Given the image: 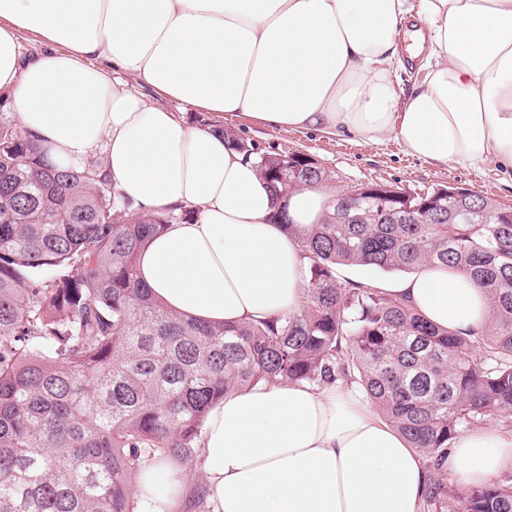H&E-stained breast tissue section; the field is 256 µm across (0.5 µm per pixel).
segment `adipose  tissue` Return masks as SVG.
<instances>
[{
	"mask_svg": "<svg viewBox=\"0 0 512 512\" xmlns=\"http://www.w3.org/2000/svg\"><path fill=\"white\" fill-rule=\"evenodd\" d=\"M30 41L40 53H27ZM407 57L422 77L405 90L393 73ZM137 82L179 111L147 102ZM0 94L53 162L101 155L103 175L141 211L192 210L152 239L138 276L176 314L237 324L297 311L300 235L333 190L277 198L254 162L184 112L366 144L390 134L436 167L493 161L512 173V0H0ZM382 288L457 332L490 318L483 290L447 268ZM201 457L212 512H420L427 476L407 441L343 387L226 393L208 413ZM447 470L490 484L512 471V434L462 433ZM181 488L170 466L146 465L142 512H173Z\"/></svg>",
	"mask_w": 512,
	"mask_h": 512,
	"instance_id": "obj_1",
	"label": "adipose tissue"
}]
</instances>
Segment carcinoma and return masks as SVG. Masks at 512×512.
<instances>
[{
	"mask_svg": "<svg viewBox=\"0 0 512 512\" xmlns=\"http://www.w3.org/2000/svg\"><path fill=\"white\" fill-rule=\"evenodd\" d=\"M267 182L332 181L313 158L212 125ZM389 187L348 220L332 202L303 236L299 311L211 326L181 318L138 279L141 249L192 211L144 214L99 160L56 165L0 116V512H140L149 462L190 464L210 408L260 383L357 386L427 462L420 512H512V476L456 488L444 466L462 429L512 425V209L465 190ZM461 272L488 325L430 323L340 266Z\"/></svg>",
	"mask_w": 512,
	"mask_h": 512,
	"instance_id": "cac0c4a2",
	"label": "carcinoma"
}]
</instances>
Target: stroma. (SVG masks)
<instances>
[{"label": "stroma", "mask_w": 512, "mask_h": 512, "mask_svg": "<svg viewBox=\"0 0 512 512\" xmlns=\"http://www.w3.org/2000/svg\"><path fill=\"white\" fill-rule=\"evenodd\" d=\"M192 124L207 122L234 130L244 139L266 148L279 146L310 155L331 171L336 190L380 182L395 185L408 192L423 193L439 185H456L477 191L512 207V176L506 175L495 162L479 168L452 163L439 168L407 154L393 135H385L377 143L366 145L347 136L325 134L314 130H271L246 117L216 115L196 111L187 113Z\"/></svg>", "instance_id": "35a3bbf8"}]
</instances>
